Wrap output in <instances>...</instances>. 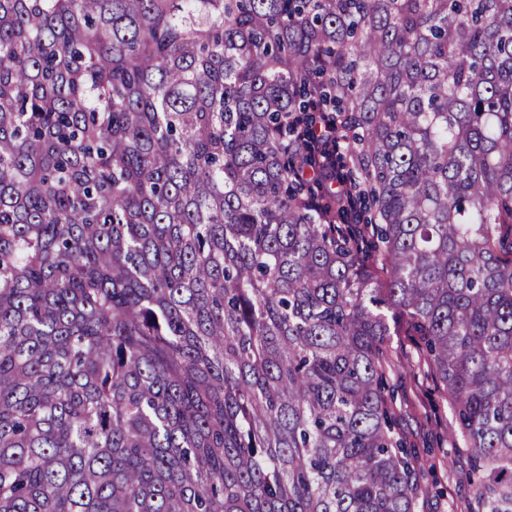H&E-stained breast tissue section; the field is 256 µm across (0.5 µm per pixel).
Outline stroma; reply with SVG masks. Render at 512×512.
<instances>
[{"label":"stroma","instance_id":"stroma-1","mask_svg":"<svg viewBox=\"0 0 512 512\" xmlns=\"http://www.w3.org/2000/svg\"><path fill=\"white\" fill-rule=\"evenodd\" d=\"M389 354L397 431L430 465L415 512H483L470 482L472 458L457 442L446 401L419 365L418 337H393Z\"/></svg>","mask_w":512,"mask_h":512}]
</instances>
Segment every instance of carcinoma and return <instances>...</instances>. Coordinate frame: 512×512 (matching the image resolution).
<instances>
[{
	"label": "carcinoma",
	"instance_id": "1",
	"mask_svg": "<svg viewBox=\"0 0 512 512\" xmlns=\"http://www.w3.org/2000/svg\"><path fill=\"white\" fill-rule=\"evenodd\" d=\"M402 327L512 512V0H0V512H415ZM324 118L312 129L310 138L313 143L302 142L298 145L297 152L299 159L302 161L313 149V144L319 149H322L321 158L322 161L319 163V169L316 172V176L309 178L307 176V169L301 166L297 172V176L301 179H319L331 186H335L333 191L336 197V205L343 206L345 208L352 207L355 203V191L351 182L347 179L336 175V147L339 145V139L337 137L338 128L336 126V117L331 114L324 115Z\"/></svg>",
	"mask_w": 512,
	"mask_h": 512
}]
</instances>
